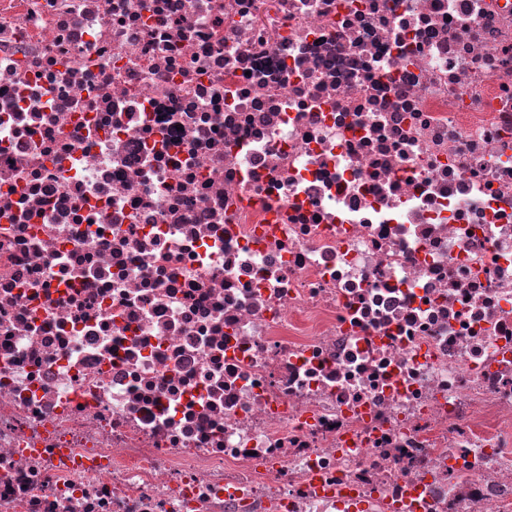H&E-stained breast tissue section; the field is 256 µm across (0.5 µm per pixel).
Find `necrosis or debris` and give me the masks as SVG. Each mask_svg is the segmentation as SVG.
<instances>
[{"label":"necrosis or debris","mask_w":512,"mask_h":512,"mask_svg":"<svg viewBox=\"0 0 512 512\" xmlns=\"http://www.w3.org/2000/svg\"><path fill=\"white\" fill-rule=\"evenodd\" d=\"M0 512H512V0H0Z\"/></svg>","instance_id":"4bbe7bcc"}]
</instances>
